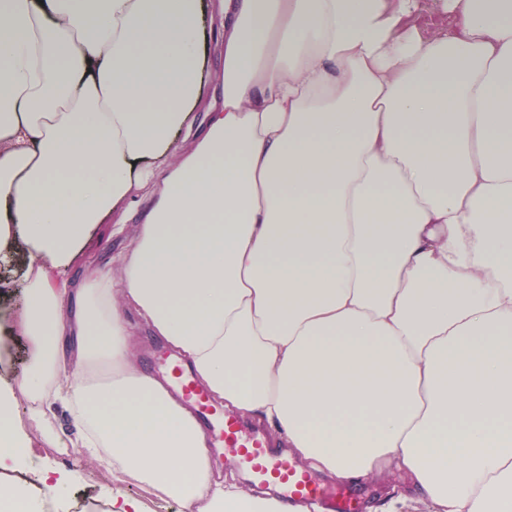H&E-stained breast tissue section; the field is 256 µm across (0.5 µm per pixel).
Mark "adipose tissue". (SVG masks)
<instances>
[{
	"label": "adipose tissue",
	"instance_id": "ef3b65f1",
	"mask_svg": "<svg viewBox=\"0 0 512 512\" xmlns=\"http://www.w3.org/2000/svg\"><path fill=\"white\" fill-rule=\"evenodd\" d=\"M0 0V266L27 371L3 478L64 402L95 462L187 512H284L213 470L135 350L391 512H512V0ZM224 48L213 101L210 45ZM134 231L117 269L82 258ZM415 18L416 27L422 34L443 26H448L449 24L448 14L435 6V4L431 7L424 8ZM136 345L140 362L145 365L151 373L162 378L161 373L158 371L159 358L164 354L171 358L173 351L160 340L151 336L148 328L140 323L136 325Z\"/></svg>",
	"mask_w": 512,
	"mask_h": 512
}]
</instances>
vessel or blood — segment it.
I'll list each match as a JSON object with an SVG mask.
<instances>
[{
    "instance_id": "b4317fda",
    "label": "vessel or blood",
    "mask_w": 512,
    "mask_h": 512,
    "mask_svg": "<svg viewBox=\"0 0 512 512\" xmlns=\"http://www.w3.org/2000/svg\"><path fill=\"white\" fill-rule=\"evenodd\" d=\"M165 375L171 388L194 410L213 448L222 450L230 463L245 468L258 485L274 488L282 504L312 501L323 504L326 512H361V502L350 490L325 487L274 447L262 430L245 428L236 416L225 414L182 365L167 363Z\"/></svg>"
}]
</instances>
